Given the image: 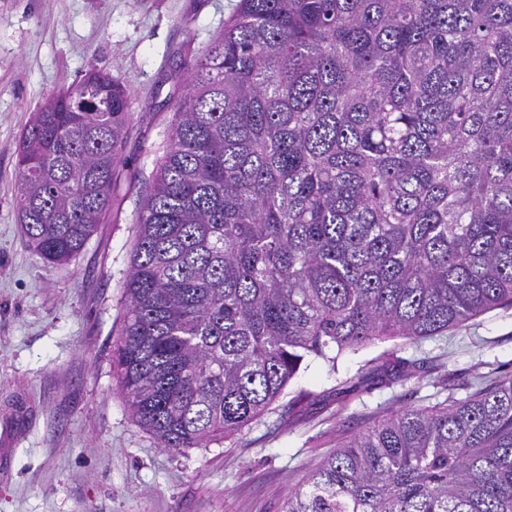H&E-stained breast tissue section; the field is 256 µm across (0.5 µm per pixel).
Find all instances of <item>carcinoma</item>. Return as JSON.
Listing matches in <instances>:
<instances>
[{"instance_id": "obj_1", "label": "carcinoma", "mask_w": 512, "mask_h": 512, "mask_svg": "<svg viewBox=\"0 0 512 512\" xmlns=\"http://www.w3.org/2000/svg\"><path fill=\"white\" fill-rule=\"evenodd\" d=\"M183 92L138 215L116 350L136 423L183 453L335 363L512 305V0H238ZM133 113L98 71L16 158L51 264L112 205ZM336 444L284 512H512V373Z\"/></svg>"}]
</instances>
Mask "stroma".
Returning a JSON list of instances; mask_svg holds the SVG:
<instances>
[{"label": "stroma", "instance_id": "35a3bbf8", "mask_svg": "<svg viewBox=\"0 0 512 512\" xmlns=\"http://www.w3.org/2000/svg\"><path fill=\"white\" fill-rule=\"evenodd\" d=\"M237 0H0V512H282L341 433L386 408L466 396L512 372V308L337 363L305 359L251 431L175 453L132 418L113 367L140 202L181 92ZM100 70L130 91L112 208L64 265L28 247L16 208L19 138L45 99ZM418 364L422 383L402 380ZM306 391L303 405L291 399Z\"/></svg>", "mask_w": 512, "mask_h": 512}]
</instances>
